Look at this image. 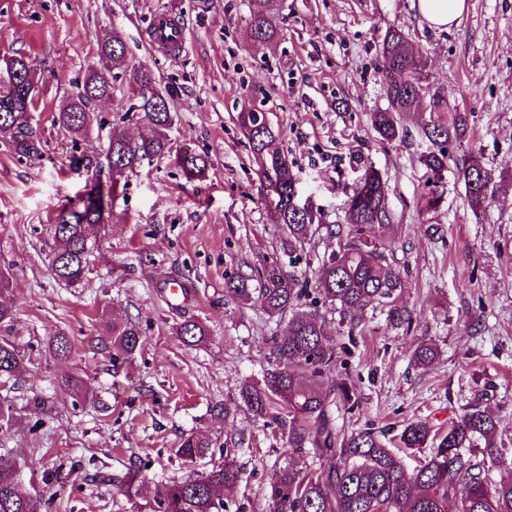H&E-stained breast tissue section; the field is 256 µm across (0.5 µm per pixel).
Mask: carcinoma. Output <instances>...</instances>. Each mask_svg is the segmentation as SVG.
<instances>
[{
    "mask_svg": "<svg viewBox=\"0 0 512 512\" xmlns=\"http://www.w3.org/2000/svg\"><path fill=\"white\" fill-rule=\"evenodd\" d=\"M277 0H256L247 26L249 37L267 43L278 36L275 23ZM102 69L87 68L76 91L66 97L53 115V124L72 139L87 133L90 105L114 95L121 87L133 103L128 111L143 120L149 132L138 136L122 127H109L105 158L109 177L95 175L85 192L57 210L54 218L50 267L55 280L78 285L87 278L94 245L90 240L101 228L105 213L112 210L113 195L121 178L150 159L162 160L173 149L171 132L176 115L167 101L153 99L150 88L156 81L141 63L128 61L124 36L119 28L96 40ZM378 73L387 98V107L372 113L375 132L383 140L406 136L400 123L403 112H412L427 103L429 121L421 127V138L429 147L420 161L439 182L448 171V145L463 137L465 115L453 122L446 115L456 111L448 96L428 81L426 62L418 55L407 35L390 29L383 37L377 57ZM37 87L21 83L8 93L0 92V135L8 139L18 158L41 155L42 144L28 122L27 112L36 109ZM240 127L247 136L257 165L258 179H266V191L275 200L267 205L272 224L286 227L283 246L292 254L305 249L315 228L311 208H298L292 201L295 176L288 158L277 147L274 130L259 122L252 112L239 115ZM176 162L189 177L202 174L207 160L190 146L176 154ZM471 206L487 201L484 187L493 179L490 170L473 162L459 170ZM347 210L352 227H326L327 237L336 240V249L322 259L315 271V290L322 303L338 307L356 322L375 303L394 299L402 288L399 269L388 259L386 248L362 239L357 227L390 223L386 187L378 172L364 167L348 194ZM253 288L250 279L239 277L226 283L227 292L247 300L259 293L262 309L271 317L288 316L286 332L274 336L269 347L268 365L262 383H245L240 396L258 418L274 419L286 437L288 447L301 457L311 454L318 460L312 468L299 462L276 470L268 485V512H448L453 499L456 512H512V482L489 487L483 470L473 461V449L483 459L502 464L496 444V422L484 410L472 407L448 426L441 438L421 423L408 424L400 434L407 448H420L438 441L432 454L413 471H408L395 452L386 447L375 432L365 429L338 435L332 406L336 402H356L351 387L336 373L337 345L325 331L315 311H300L298 306L311 294L309 283L277 263L263 267ZM12 280L0 271V386L17 381L26 370L25 352L9 339L17 321L12 299ZM177 335L187 346L205 341L208 331L196 320L177 327ZM112 363L128 361L140 349V329L132 322L114 321L108 328ZM48 352L60 363L71 351L68 336L59 333L48 339ZM437 356L427 342L420 343L413 359L428 366ZM15 423L11 401L0 399V431ZM210 443L196 435L183 438L177 455L193 465L204 459ZM10 451H0V512H43L42 498L21 488L22 469ZM235 450L225 449L224 463L203 472H194L182 481L162 485L147 504V512H224V493L234 491L240 481ZM130 500L140 498L145 483L141 467L104 476Z\"/></svg>",
    "mask_w": 512,
    "mask_h": 512,
    "instance_id": "1",
    "label": "carcinoma"
}]
</instances>
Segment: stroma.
<instances>
[{
  "mask_svg": "<svg viewBox=\"0 0 512 512\" xmlns=\"http://www.w3.org/2000/svg\"><path fill=\"white\" fill-rule=\"evenodd\" d=\"M254 0H0V59L23 54L40 79L36 113L40 157L21 160L0 137V268L12 278L14 341L29 363L11 390L16 424L0 444L39 462L52 480L23 482L38 491L43 512H137L115 487L84 482V472L143 467V499L187 477L176 455L183 435L211 444L200 469L235 446L242 479L227 512H268L273 472L295 461L281 429L254 417L240 397L260 378L276 320L259 298L239 303L224 283L288 264L284 232L268 220L252 150L237 117L264 104L277 143L293 165L301 198L325 224H348L346 194L364 166L387 188L391 221L364 236L390 245L403 288L397 303L407 324L375 306L349 331L347 313L319 306L328 335L343 344L338 375L357 403L337 405L336 426L384 436L407 469L430 448H404L413 422L447 430L471 406L497 423L506 462L485 464L491 484L512 481V0H467L458 25L440 29L411 0H282L279 37L257 43L246 33ZM171 14L186 33L178 54L150 45L156 13ZM118 27L127 58L147 64L177 114L172 137L205 156L203 174L187 178L173 158L143 164L124 177L113 212L98 232L93 271L82 284L59 285L49 254L58 207L83 194L103 160L97 130L72 144L52 113L96 63V37ZM405 32L426 72L464 112L468 132L448 148V171L434 183L419 157L427 144L425 108L404 113L407 136L384 141L371 125L387 99L376 66L386 31ZM91 160L76 168L72 155ZM491 169L488 200L473 208L457 170L472 160ZM437 208H427L432 195ZM192 285L180 309L165 300L171 277ZM135 321L142 348L120 366L97 343L107 319ZM187 319L203 322L206 342L185 346ZM65 332L73 343L58 363L46 341ZM422 341L435 361L416 365ZM75 375L88 398L76 402L60 384ZM48 397L42 411L33 396Z\"/></svg>",
  "mask_w": 512,
  "mask_h": 512,
  "instance_id": "35a3bbf8",
  "label": "stroma"
}]
</instances>
